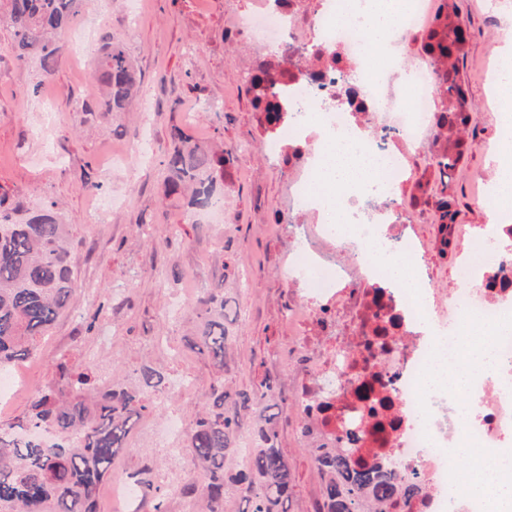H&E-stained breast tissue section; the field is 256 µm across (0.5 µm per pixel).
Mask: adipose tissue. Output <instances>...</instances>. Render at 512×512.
<instances>
[{"label": "adipose tissue", "instance_id": "ef3b65f1", "mask_svg": "<svg viewBox=\"0 0 512 512\" xmlns=\"http://www.w3.org/2000/svg\"><path fill=\"white\" fill-rule=\"evenodd\" d=\"M407 6L408 0H355L354 16L370 51L381 48L387 31ZM370 167V157L360 153L354 139L336 137L332 149L318 165L323 198L336 203L335 209L326 212V219L338 225L349 223L350 214L344 200L359 188ZM492 366L489 343L469 344L461 348L455 358L439 355L429 367L426 379L431 385L447 389L449 395L456 398L457 412L464 418L469 414L466 395L471 379ZM511 470L512 459L482 455L478 473L466 481L467 489L486 500L489 512H512V480L507 477Z\"/></svg>", "mask_w": 512, "mask_h": 512}]
</instances>
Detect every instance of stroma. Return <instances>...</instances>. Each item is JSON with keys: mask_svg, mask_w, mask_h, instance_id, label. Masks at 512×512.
<instances>
[{"mask_svg": "<svg viewBox=\"0 0 512 512\" xmlns=\"http://www.w3.org/2000/svg\"><path fill=\"white\" fill-rule=\"evenodd\" d=\"M243 2L140 0L132 26L126 0H87L73 22L87 36L83 51L75 53L69 35H62V57L48 80L17 60L10 32L0 27V196L29 208L58 204L78 284L70 311L21 363L23 385L12 405L0 410V424L22 416L62 360L75 370L119 374L127 383L138 382L146 366L163 368L172 379L191 375L195 386L170 390L161 411L141 416L131 452L112 469L119 477L150 468L153 484L166 490L167 512H184L181 488L200 475L189 458L149 444L161 415H178L183 431H190L203 390L218 379L237 391L274 381L279 403L288 405L289 343L298 340L321 353L334 344L316 321L288 323V293L295 287L288 268L302 257L290 221L287 168L274 171L259 153H238L244 140L257 146L266 137L264 116L243 79L253 52L224 49L225 13ZM455 4L469 32L459 76L469 90L473 122L454 193L459 223L480 225L485 215L471 199L468 174L490 165L484 143L494 127L477 68L488 50L494 10L482 8L481 0ZM106 38L123 43L141 73L143 99L125 112L98 111L99 85L84 65ZM213 97L223 99V111L202 109ZM177 129L205 141L216 155L236 154L234 178L218 180L228 223H195L182 194L169 192L166 157ZM143 133L153 143L150 155L128 154L115 169L103 167L107 153L126 152ZM95 190L114 201L110 223L94 221L89 204ZM243 271L244 288L238 283ZM217 286L237 310L220 368L185 349L197 329L198 295ZM277 431L292 474L290 512H317L322 483L296 420L282 415Z\"/></svg>", "mask_w": 512, "mask_h": 512, "instance_id": "1", "label": "stroma"}]
</instances>
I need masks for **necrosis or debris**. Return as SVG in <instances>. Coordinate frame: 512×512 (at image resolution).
Returning <instances> with one entry per match:
<instances>
[{
    "label": "necrosis or debris",
    "mask_w": 512,
    "mask_h": 512,
    "mask_svg": "<svg viewBox=\"0 0 512 512\" xmlns=\"http://www.w3.org/2000/svg\"><path fill=\"white\" fill-rule=\"evenodd\" d=\"M351 2L253 0L249 9H230L225 24L227 44L277 50L269 76L282 86L281 119L264 148L269 158L287 159L298 208L318 210L313 160L330 136L354 138L376 161L368 185L347 202V229L320 221L303 232L305 278L289 316L298 324L316 320L340 343L329 355L296 352L295 411L314 444L335 447L338 426L355 420L364 461L392 457L416 467L423 491L406 512H488L482 498L466 494L448 454L465 452L473 463L485 448L512 451V332L499 330L512 319V252L500 248L474 264L466 246L477 241V226L437 221L448 198L438 162L467 142V124L439 120L448 55L464 49L458 21L448 0H409L382 53L372 55ZM431 34L440 49L426 50ZM424 219L455 254L457 288L433 285L429 243L413 229ZM380 252L403 263L412 287L388 277L376 261ZM335 300L351 316L345 337L321 314ZM485 334L500 368L479 378L462 419L455 398L429 385L425 370L438 351Z\"/></svg>",
    "instance_id": "necrosis-or-debris-1"
}]
</instances>
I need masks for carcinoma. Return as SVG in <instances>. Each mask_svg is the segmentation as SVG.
<instances>
[{"mask_svg":"<svg viewBox=\"0 0 512 512\" xmlns=\"http://www.w3.org/2000/svg\"><path fill=\"white\" fill-rule=\"evenodd\" d=\"M85 2L0 0V26L11 30L17 58L48 79L62 55L59 35ZM94 76L102 86L104 112L124 111L140 90V73L119 42L101 46ZM173 138L179 145L167 156V184L173 191H191L192 210L205 209L232 155L216 157L180 130ZM74 270L55 204L30 211L0 199V369L28 358L50 335L75 292ZM229 310L222 288L198 297L199 335L188 343L220 366L232 341ZM167 384L162 371L146 366L137 384L113 382L102 389L92 368L74 372L59 365L58 378L32 397L23 416L0 427V512H97V487L110 475L134 418L155 406ZM276 408V384L270 380L252 392H233L222 381L209 386L185 441L194 468L204 475L201 486H183L198 512H224L231 491L244 504L241 512H288L292 478L278 446ZM249 413L257 417L249 434L251 453L231 474L225 462L240 446L239 428ZM339 440L344 447L313 457L323 484L319 512H395L421 493L416 469L393 458L382 468L369 467L355 457L363 442L356 426L343 430Z\"/></svg>","mask_w":512,"mask_h":512,"instance_id":"carcinoma-1","label":"carcinoma"}]
</instances>
